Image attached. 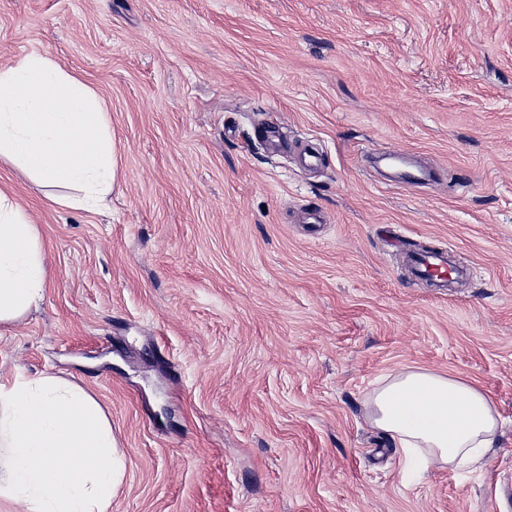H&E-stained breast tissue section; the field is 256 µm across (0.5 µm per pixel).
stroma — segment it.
Listing matches in <instances>:
<instances>
[{"label":"stroma","instance_id":"obj_1","mask_svg":"<svg viewBox=\"0 0 512 512\" xmlns=\"http://www.w3.org/2000/svg\"><path fill=\"white\" fill-rule=\"evenodd\" d=\"M31 52L103 99L121 163L95 211L0 163L50 272L0 378L98 399L110 512H512V0H0V66ZM412 245L472 277L409 282ZM406 368L489 394L488 466L408 474L367 422Z\"/></svg>","mask_w":512,"mask_h":512}]
</instances>
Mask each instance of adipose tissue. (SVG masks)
<instances>
[{
    "label": "adipose tissue",
    "mask_w": 512,
    "mask_h": 512,
    "mask_svg": "<svg viewBox=\"0 0 512 512\" xmlns=\"http://www.w3.org/2000/svg\"><path fill=\"white\" fill-rule=\"evenodd\" d=\"M0 160L64 188L58 203L92 209L114 190L120 154L95 90L33 52L0 67ZM48 279L39 226L0 188V325L36 307ZM368 407L426 468L482 469L503 425L483 390L422 370L384 377ZM124 472L112 424L83 386L49 373L0 380V499L16 512H109Z\"/></svg>",
    "instance_id": "obj_1"
}]
</instances>
